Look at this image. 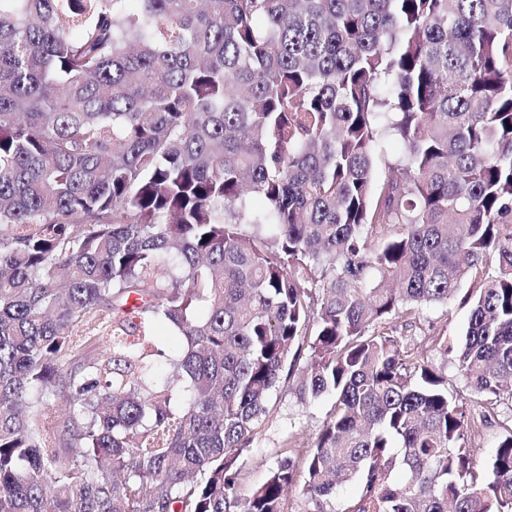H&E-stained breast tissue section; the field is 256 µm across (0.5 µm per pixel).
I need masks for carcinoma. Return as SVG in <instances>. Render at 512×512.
<instances>
[{
  "mask_svg": "<svg viewBox=\"0 0 512 512\" xmlns=\"http://www.w3.org/2000/svg\"><path fill=\"white\" fill-rule=\"evenodd\" d=\"M509 404L512 0H0V512H512ZM469 306L461 300V295L448 300V303L423 306L412 326L407 329L397 322L395 336H407L414 342L425 343L427 338L439 332L462 338L468 323ZM429 361L448 379V388L454 389L465 398L469 396V389L465 381L459 376L455 367L437 352H428ZM271 405L273 408L264 430L244 458L239 480L243 493H248L265 479L277 461L281 441L288 435L293 434L299 448H310L330 414L332 400L322 397L302 405L285 384L272 396ZM509 411L503 409V413L498 419H493L484 430L476 433L469 441V447L472 448V455L475 463L480 466L483 461L492 453L498 442L499 436L503 433L505 424L510 425L508 421ZM503 421V423H502Z\"/></svg>",
  "mask_w": 512,
  "mask_h": 512,
  "instance_id": "1",
  "label": "carcinoma"
}]
</instances>
